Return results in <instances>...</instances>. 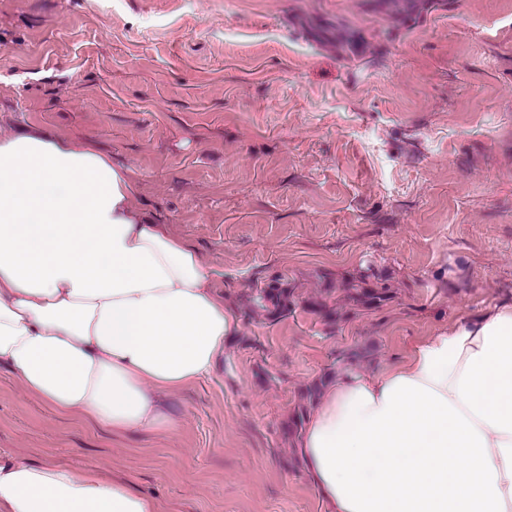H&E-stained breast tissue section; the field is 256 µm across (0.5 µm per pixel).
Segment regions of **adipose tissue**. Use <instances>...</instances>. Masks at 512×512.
I'll use <instances>...</instances> for the list:
<instances>
[{
  "mask_svg": "<svg viewBox=\"0 0 512 512\" xmlns=\"http://www.w3.org/2000/svg\"><path fill=\"white\" fill-rule=\"evenodd\" d=\"M72 140L0 138V364L63 417L173 433L165 397L239 328L197 250ZM323 512H512V302L325 385L299 437ZM0 512H161L92 468L0 454Z\"/></svg>",
  "mask_w": 512,
  "mask_h": 512,
  "instance_id": "obj_1",
  "label": "adipose tissue"
}]
</instances>
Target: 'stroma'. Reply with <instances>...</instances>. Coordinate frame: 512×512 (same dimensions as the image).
Returning <instances> with one entry per match:
<instances>
[{"label": "stroma", "instance_id": "stroma-1", "mask_svg": "<svg viewBox=\"0 0 512 512\" xmlns=\"http://www.w3.org/2000/svg\"><path fill=\"white\" fill-rule=\"evenodd\" d=\"M32 126L127 169L240 328L169 437L58 418L0 365V451L164 512H323L286 433L307 388L512 302V0H0V137ZM275 278L295 307L246 316Z\"/></svg>", "mask_w": 512, "mask_h": 512}]
</instances>
